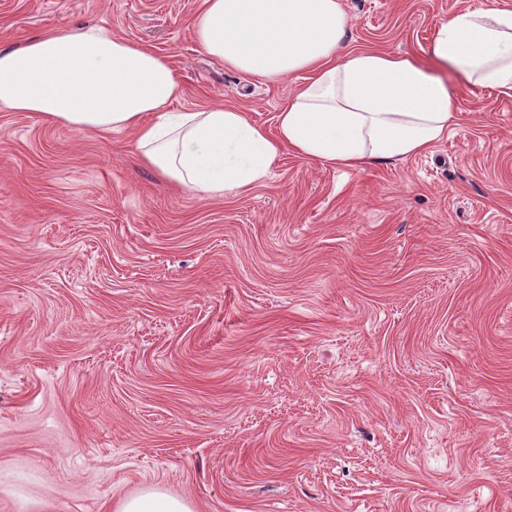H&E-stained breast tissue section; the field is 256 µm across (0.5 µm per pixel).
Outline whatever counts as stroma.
Here are the masks:
<instances>
[{
	"label": "stroma",
	"instance_id": "stroma-1",
	"mask_svg": "<svg viewBox=\"0 0 512 512\" xmlns=\"http://www.w3.org/2000/svg\"><path fill=\"white\" fill-rule=\"evenodd\" d=\"M485 0H342L346 51L421 56ZM201 0H0V49L50 27L153 48L176 110L267 131L264 83L198 44ZM448 134L342 169L283 149L210 200L128 134L0 108V512H512V89L436 68ZM115 512H194L190 503L157 488L120 500Z\"/></svg>",
	"mask_w": 512,
	"mask_h": 512
}]
</instances>
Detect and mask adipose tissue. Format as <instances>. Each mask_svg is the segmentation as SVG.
I'll return each mask as SVG.
<instances>
[{"label":"adipose tissue","instance_id":"1","mask_svg":"<svg viewBox=\"0 0 512 512\" xmlns=\"http://www.w3.org/2000/svg\"><path fill=\"white\" fill-rule=\"evenodd\" d=\"M192 25L205 53L265 82L302 73L269 133L232 107L173 110L181 86L167 58L89 26L52 28L0 50V108L80 130L129 132L142 162L208 198L263 185L283 149L357 169L426 152L448 133L457 96L412 56H340L341 0H202ZM425 56L475 85L512 88V11L485 0L441 24ZM116 512H193L156 488Z\"/></svg>","mask_w":512,"mask_h":512}]
</instances>
